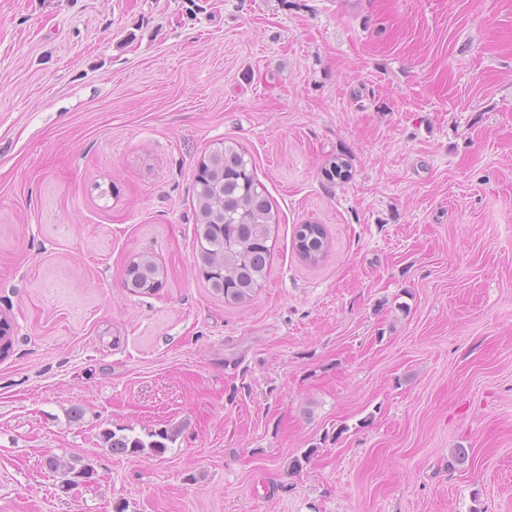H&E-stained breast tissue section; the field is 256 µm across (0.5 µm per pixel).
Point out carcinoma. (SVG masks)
Segmentation results:
<instances>
[{
  "mask_svg": "<svg viewBox=\"0 0 512 512\" xmlns=\"http://www.w3.org/2000/svg\"><path fill=\"white\" fill-rule=\"evenodd\" d=\"M196 263L213 291L230 304L250 299L267 278L270 240L278 219L265 188L256 179L247 153L232 142L213 150L200 165L196 178ZM294 246L306 261L315 263L328 251V241L318 224L295 228ZM164 269L148 258L130 263L124 286L146 294L159 287ZM175 434L154 432L148 439L112 431L103 439L114 454L130 456L145 452L160 456ZM46 466L67 475L91 477L89 465L79 468L49 456Z\"/></svg>",
  "mask_w": 512,
  "mask_h": 512,
  "instance_id": "cac0c4a2",
  "label": "carcinoma"
}]
</instances>
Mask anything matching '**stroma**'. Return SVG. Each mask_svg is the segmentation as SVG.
<instances>
[{
    "instance_id": "obj_1",
    "label": "stroma",
    "mask_w": 512,
    "mask_h": 512,
    "mask_svg": "<svg viewBox=\"0 0 512 512\" xmlns=\"http://www.w3.org/2000/svg\"><path fill=\"white\" fill-rule=\"evenodd\" d=\"M225 141L279 217L240 304ZM1 313L0 512H512V0H0ZM195 193L196 263L225 302H245L267 278L278 224L266 190L247 153L225 141L201 163ZM294 246L298 254L311 263L318 262L328 251V241L318 224H300L295 228ZM164 269L148 258L130 263L125 272V288L133 293L146 294L158 288ZM147 437L149 440L139 436L117 434L112 431H106L103 434V439L112 453L124 456L143 453L160 456L168 448L166 441H173L175 434L174 432H169V430H162L148 434Z\"/></svg>"
}]
</instances>
